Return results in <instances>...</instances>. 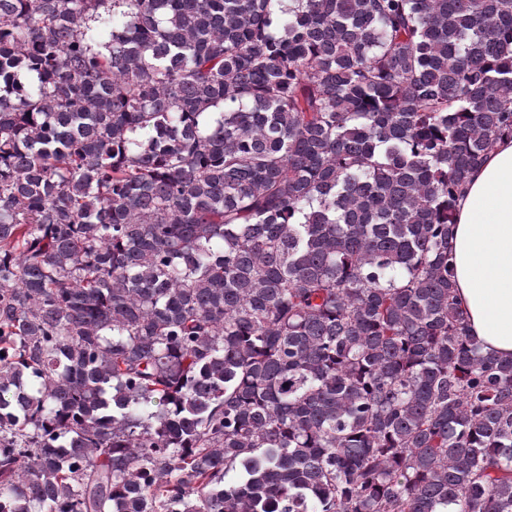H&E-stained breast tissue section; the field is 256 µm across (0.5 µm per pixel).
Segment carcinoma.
I'll list each match as a JSON object with an SVG mask.
<instances>
[{
	"instance_id": "carcinoma-1",
	"label": "carcinoma",
	"mask_w": 512,
	"mask_h": 512,
	"mask_svg": "<svg viewBox=\"0 0 512 512\" xmlns=\"http://www.w3.org/2000/svg\"><path fill=\"white\" fill-rule=\"evenodd\" d=\"M504 137L512 0H0V512H512ZM449 245L472 338L485 354L512 357V140L470 174Z\"/></svg>"
}]
</instances>
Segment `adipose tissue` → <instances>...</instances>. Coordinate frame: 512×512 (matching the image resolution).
Returning a JSON list of instances; mask_svg holds the SVG:
<instances>
[{
    "mask_svg": "<svg viewBox=\"0 0 512 512\" xmlns=\"http://www.w3.org/2000/svg\"><path fill=\"white\" fill-rule=\"evenodd\" d=\"M449 245L472 338L483 353L512 357V140L470 174Z\"/></svg>",
    "mask_w": 512,
    "mask_h": 512,
    "instance_id": "obj_1",
    "label": "adipose tissue"
}]
</instances>
